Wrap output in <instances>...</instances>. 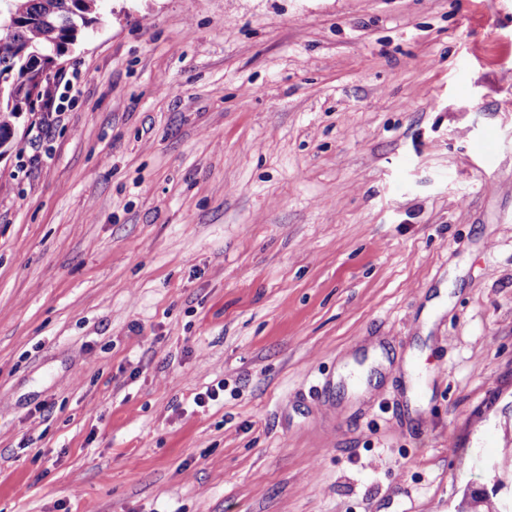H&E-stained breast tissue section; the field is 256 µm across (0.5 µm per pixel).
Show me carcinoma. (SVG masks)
I'll list each match as a JSON object with an SVG mask.
<instances>
[{
	"mask_svg": "<svg viewBox=\"0 0 512 512\" xmlns=\"http://www.w3.org/2000/svg\"><path fill=\"white\" fill-rule=\"evenodd\" d=\"M100 0H0V151L13 143L15 124L33 111L55 66L97 20ZM468 512H505L479 491L470 493Z\"/></svg>",
	"mask_w": 512,
	"mask_h": 512,
	"instance_id": "carcinoma-1",
	"label": "carcinoma"
}]
</instances>
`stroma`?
I'll return each mask as SVG.
<instances>
[{
  "instance_id": "stroma-1",
  "label": "stroma",
  "mask_w": 512,
  "mask_h": 512,
  "mask_svg": "<svg viewBox=\"0 0 512 512\" xmlns=\"http://www.w3.org/2000/svg\"><path fill=\"white\" fill-rule=\"evenodd\" d=\"M60 63L0 155V512L512 492V0H101Z\"/></svg>"
}]
</instances>
